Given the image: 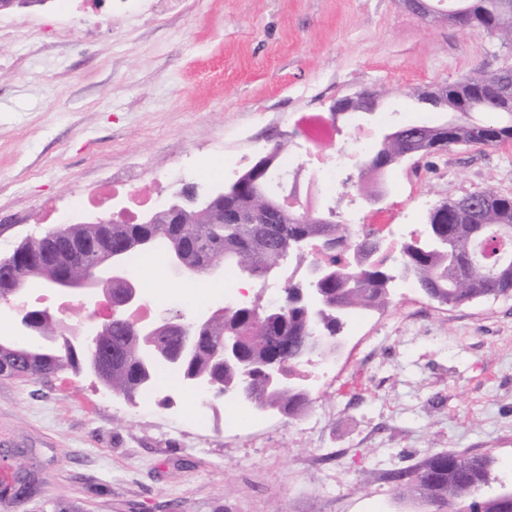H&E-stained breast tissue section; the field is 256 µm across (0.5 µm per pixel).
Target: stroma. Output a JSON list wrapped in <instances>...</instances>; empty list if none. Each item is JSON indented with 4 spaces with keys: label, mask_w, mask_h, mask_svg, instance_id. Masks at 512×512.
Instances as JSON below:
<instances>
[{
    "label": "stroma",
    "mask_w": 512,
    "mask_h": 512,
    "mask_svg": "<svg viewBox=\"0 0 512 512\" xmlns=\"http://www.w3.org/2000/svg\"><path fill=\"white\" fill-rule=\"evenodd\" d=\"M95 0L0 11V257L28 237L91 222L111 185L164 202L185 185L248 168L278 134L363 90L362 124L446 120L411 97L474 69L512 66L480 29L432 21L401 0ZM383 208L403 235L441 200L512 195V142L451 148L393 165ZM157 313L225 303L223 281L183 296L167 265L139 277ZM336 381L295 374L296 417L212 400L182 382L129 399L85 367L0 379V449H24L38 494L0 512H436L391 475L441 450L490 455L492 491L512 490V298L442 306L415 279L387 308L344 319Z\"/></svg>",
    "instance_id": "obj_1"
}]
</instances>
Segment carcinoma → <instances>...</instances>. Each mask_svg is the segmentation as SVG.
I'll return each instance as SVG.
<instances>
[{
	"instance_id": "obj_1",
	"label": "carcinoma",
	"mask_w": 512,
	"mask_h": 512,
	"mask_svg": "<svg viewBox=\"0 0 512 512\" xmlns=\"http://www.w3.org/2000/svg\"><path fill=\"white\" fill-rule=\"evenodd\" d=\"M447 12L467 16L473 27L487 31L501 47L512 50V0H448ZM496 88V73L473 70L448 84L443 109L454 116L448 125L421 122L401 124L394 130L431 131L427 141L414 142L419 157L452 147H496L512 141V112L502 111ZM477 113H493L499 120L477 121ZM402 148L397 138L373 143L369 150L372 166L358 172L352 183L363 199L379 193L380 177L399 162ZM260 176L254 168L247 170L237 194L224 200V213L200 216L191 209L185 224H65L62 230L66 238L84 250L73 260L58 257L56 243L50 239L32 240L20 248L32 253L48 252L45 262L51 270L73 277L85 274L97 257L92 244L103 237L124 250L127 264L134 255L149 254L141 241L150 238L160 246L158 253L162 256L173 248L184 263L201 274L211 266L222 265L226 271L259 279L285 254L299 267L315 263L336 266L338 275L323 284L320 321L310 318L300 300L304 284L290 279L282 308L269 309L258 297L248 309H232L217 316L196 336V347L174 371L182 379L188 374L201 375L217 389L240 383L239 371L224 366L220 355L224 337L239 336L243 341L242 357L248 363L258 365L272 358L280 361L288 385L270 393L264 382L256 379L252 393L260 406L289 416L309 404L307 392L293 378L296 366L308 358L305 337L313 333L334 336L341 319L350 313L387 306L396 274L415 278L421 288L431 287L457 305L496 295L512 296V237L500 233L502 227H512V196L487 188L438 202L421 234L400 244L399 259L395 260L384 247L359 239L348 225L334 220L343 202L341 196L330 206L327 221L277 224L276 235L268 238L260 237V224L226 222L230 210L248 215L257 206L250 184ZM299 237L320 247L319 253L298 250L294 239ZM103 331L104 335L98 337L100 383L128 397L155 386L163 370L142 363V338L127 324L106 323ZM89 361L87 353L65 343L55 349L23 339H0V378L39 377L66 366H86ZM9 474L11 481H0V502L17 504L38 493L33 469L19 463ZM392 479L401 492L439 508L469 498V512H504L500 496H483L490 482V459L485 455L459 450L436 452L393 473Z\"/></svg>"
}]
</instances>
